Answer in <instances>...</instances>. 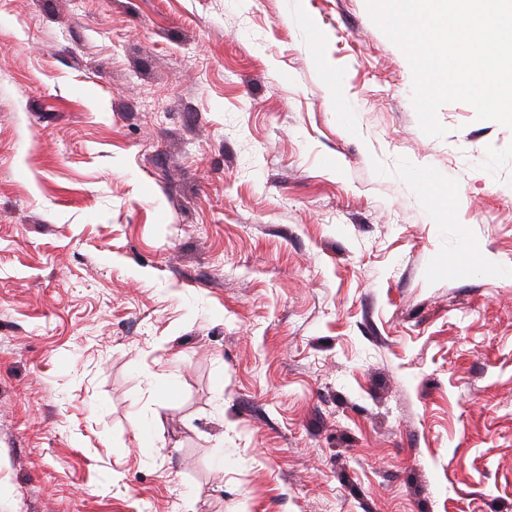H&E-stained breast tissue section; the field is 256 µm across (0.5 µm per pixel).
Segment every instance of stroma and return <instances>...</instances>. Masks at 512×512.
Here are the masks:
<instances>
[{"label":"stroma","instance_id":"35a3bbf8","mask_svg":"<svg viewBox=\"0 0 512 512\" xmlns=\"http://www.w3.org/2000/svg\"><path fill=\"white\" fill-rule=\"evenodd\" d=\"M413 84L366 0H0V512H512V130Z\"/></svg>","mask_w":512,"mask_h":512}]
</instances>
